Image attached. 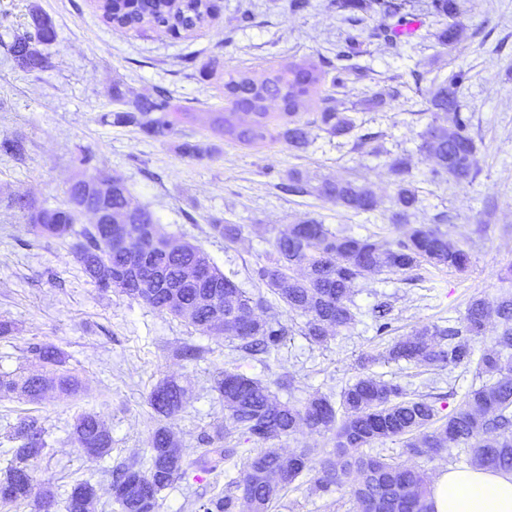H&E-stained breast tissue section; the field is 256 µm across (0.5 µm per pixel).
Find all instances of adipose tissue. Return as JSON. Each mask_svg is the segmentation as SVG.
<instances>
[{"label":"adipose tissue","instance_id":"ef3b65f1","mask_svg":"<svg viewBox=\"0 0 512 512\" xmlns=\"http://www.w3.org/2000/svg\"><path fill=\"white\" fill-rule=\"evenodd\" d=\"M433 512H512V473L451 469L435 479Z\"/></svg>","mask_w":512,"mask_h":512}]
</instances>
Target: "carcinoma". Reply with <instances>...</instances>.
<instances>
[{"label": "carcinoma", "mask_w": 512, "mask_h": 512, "mask_svg": "<svg viewBox=\"0 0 512 512\" xmlns=\"http://www.w3.org/2000/svg\"><path fill=\"white\" fill-rule=\"evenodd\" d=\"M386 18L402 26L395 0H374ZM108 13L120 28H136L143 23L172 36L201 27L210 16L211 0H108ZM433 9L448 17V28L438 36L440 44L453 47L465 31L458 20L456 0H432ZM361 34L347 39L346 49L336 54L339 64L325 70L315 61H290L277 70L256 77L233 72L224 81L227 107L207 112L204 122L225 140L254 146L283 141L302 151L310 143L315 128L330 137H345L357 128L351 108H336V92L364 71L354 62ZM55 38L50 18L40 12L31 15L29 28L14 36L10 53L15 63L28 71H47L51 56L39 46ZM468 71L460 68L433 85L424 97L427 119L418 150L434 160L429 180L440 184L474 182L480 169L471 134L472 116L465 112L462 89ZM325 88L323 107L303 119L311 92ZM115 100L127 109L112 113L117 124L132 126L157 140L177 134L173 119L175 106L164 90L154 95L125 101L122 92ZM279 111L272 112V105ZM86 154L80 164L85 171L64 191L63 200L53 208H35L22 199L19 209L27 213L35 231L53 238L71 239L75 261L95 287L113 289L131 300L180 318L203 334L222 333L239 341L238 350L250 355H268L288 336L282 324L260 317L255 310L267 303V290L288 310L306 318L304 335L316 343L327 341L331 331L350 328L357 321L351 307L352 289L369 274L408 271L422 262L463 271L468 253L441 232L446 219L437 214L426 224H418L401 239L386 241L377 235L357 237L333 231L316 219L288 226L287 232L272 242L265 264L253 271L256 292L249 293L224 275L198 245L167 235L160 230L153 213L131 202L122 181L92 165ZM397 182L396 220L408 223L418 203L410 180L409 157H395L389 164ZM316 191L338 207L356 213H371L378 207L373 191L350 180H324ZM91 214L95 223L74 231L81 217ZM214 234L233 241L240 226L214 217ZM390 307L373 309L376 334L392 331ZM496 318L501 332L496 346L473 361L470 337L482 334L486 323ZM27 357L39 370L24 376H0V399L20 398L34 404L49 390L74 395L82 379L68 367L67 356L59 348L30 342ZM382 357L405 360L437 369H455L477 363L489 384L469 390L444 419L431 395L418 397L398 382L362 375L341 394V410L329 399L314 396L301 406L279 401L270 386L232 370L215 378V391L224 401V411L233 428L256 443L279 441L292 435L301 424L312 430L331 431L336 438L335 459L327 461L313 477L314 486L327 492L331 487L350 486L357 512H433L423 475L393 465L364 452L387 439L403 441L413 455L440 456L450 448L464 446L473 468L512 473V296L504 295L492 304L472 299L461 326H423L395 340ZM189 402L183 386L163 380L150 391L148 405L159 419H167ZM46 430L41 418L26 414L12 426V463L0 477V501L32 504L34 512H53L55 497L38 489L35 466L42 458ZM72 435L80 448L96 457L112 451V433L95 412L80 414L72 425ZM246 456V469L225 492L212 496L198 512H270L280 494L305 470H311L308 451L286 455L277 448H233L224 431L215 427L203 432L199 448L187 454L178 448L170 429L160 423L152 432L145 469L122 466L113 473L111 490L120 512H158L159 494L190 472L208 473L237 455ZM96 489L88 481L76 482L67 498V512H91Z\"/></svg>", "instance_id": "cac0c4a2"}]
</instances>
